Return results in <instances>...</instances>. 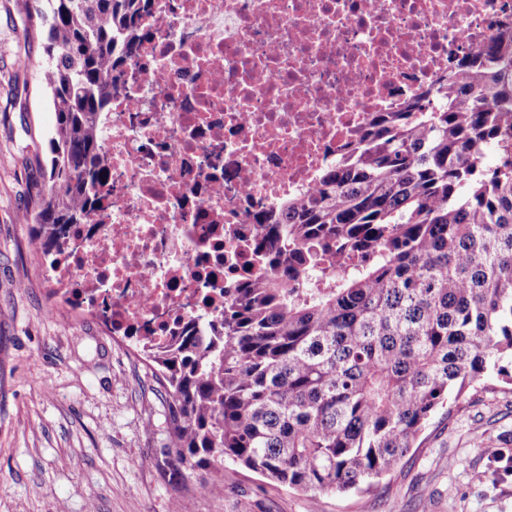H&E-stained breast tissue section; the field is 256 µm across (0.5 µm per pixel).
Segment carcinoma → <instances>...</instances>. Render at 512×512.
Here are the masks:
<instances>
[{"label":"carcinoma","mask_w":512,"mask_h":512,"mask_svg":"<svg viewBox=\"0 0 512 512\" xmlns=\"http://www.w3.org/2000/svg\"><path fill=\"white\" fill-rule=\"evenodd\" d=\"M149 0H37L57 123L37 240L91 222L100 117ZM261 264L220 333L142 349L161 367L171 481L229 459L304 492H366L436 411L512 357V26L382 112L310 193L259 218ZM276 243V250L266 248Z\"/></svg>","instance_id":"cac0c4a2"}]
</instances>
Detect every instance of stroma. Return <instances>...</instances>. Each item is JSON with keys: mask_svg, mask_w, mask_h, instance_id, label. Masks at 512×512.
I'll return each mask as SVG.
<instances>
[{"mask_svg": "<svg viewBox=\"0 0 512 512\" xmlns=\"http://www.w3.org/2000/svg\"><path fill=\"white\" fill-rule=\"evenodd\" d=\"M35 0H0V512H512V386L490 374L419 435L388 488L292 490L225 462L169 482L163 394L140 351L96 317L51 307L34 199L56 115L39 75Z\"/></svg>", "mask_w": 512, "mask_h": 512, "instance_id": "35a3bbf8", "label": "stroma"}]
</instances>
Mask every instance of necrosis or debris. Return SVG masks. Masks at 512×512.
<instances>
[{
    "label": "necrosis or debris",
    "instance_id": "necrosis-or-debris-1",
    "mask_svg": "<svg viewBox=\"0 0 512 512\" xmlns=\"http://www.w3.org/2000/svg\"><path fill=\"white\" fill-rule=\"evenodd\" d=\"M143 23L100 120L94 219L45 260L51 294L136 346L207 335L255 270L257 216L481 50L512 0H152Z\"/></svg>",
    "mask_w": 512,
    "mask_h": 512
}]
</instances>
